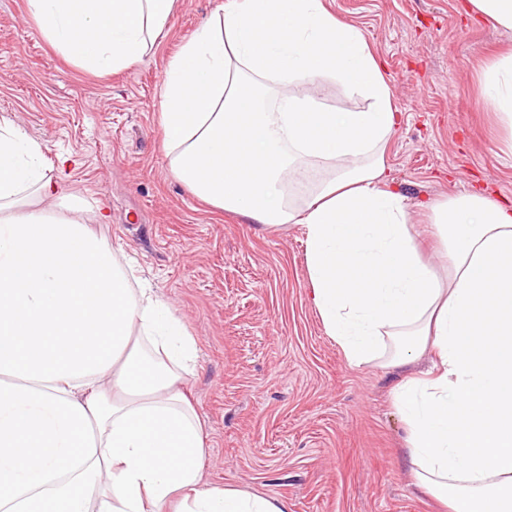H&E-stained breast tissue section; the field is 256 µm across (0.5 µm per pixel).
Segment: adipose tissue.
Returning <instances> with one entry per match:
<instances>
[{"mask_svg": "<svg viewBox=\"0 0 512 512\" xmlns=\"http://www.w3.org/2000/svg\"><path fill=\"white\" fill-rule=\"evenodd\" d=\"M177 0H27L44 37L91 72L142 60ZM339 84L362 108L324 107ZM512 128V52L482 73ZM295 85L307 93L295 94ZM174 176L265 230L302 225L314 302L349 365L431 368L393 391L416 486L448 512H512V209L479 194L428 203L448 259L416 247L385 148L401 114L383 67L326 0H225L166 68ZM42 146L0 124V512H286L204 480V431L182 390L196 342L111 246L48 213ZM309 161L332 172L302 201Z\"/></svg>", "mask_w": 512, "mask_h": 512, "instance_id": "1", "label": "adipose tissue"}]
</instances>
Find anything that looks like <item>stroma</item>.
<instances>
[{
    "mask_svg": "<svg viewBox=\"0 0 512 512\" xmlns=\"http://www.w3.org/2000/svg\"><path fill=\"white\" fill-rule=\"evenodd\" d=\"M221 0H178L136 65L94 73L41 33L26 0H0V120L43 147L47 179L84 202L71 214L147 281L196 342L183 389L205 434L204 478L288 512H445L415 486L392 400L431 365L353 367L326 336L297 224L264 231L175 178L163 150L164 70ZM384 66L401 114L385 162L409 204L484 193L512 205L506 132L482 71L512 32L468 0H327Z\"/></svg>",
    "mask_w": 512,
    "mask_h": 512,
    "instance_id": "stroma-1",
    "label": "stroma"
}]
</instances>
